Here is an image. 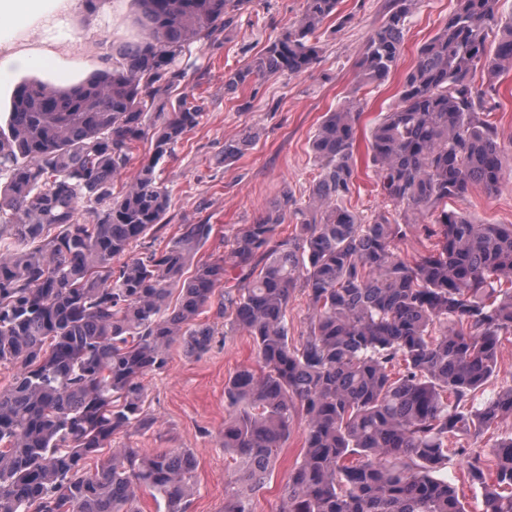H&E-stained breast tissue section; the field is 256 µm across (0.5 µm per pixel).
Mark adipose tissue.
Returning <instances> with one entry per match:
<instances>
[{
    "instance_id": "ef3b65f1",
    "label": "adipose tissue",
    "mask_w": 512,
    "mask_h": 512,
    "mask_svg": "<svg viewBox=\"0 0 512 512\" xmlns=\"http://www.w3.org/2000/svg\"><path fill=\"white\" fill-rule=\"evenodd\" d=\"M74 0H0V88L11 86L21 69L48 67L54 53L48 43L19 48V39L39 27L54 33L61 29V18Z\"/></svg>"
}]
</instances>
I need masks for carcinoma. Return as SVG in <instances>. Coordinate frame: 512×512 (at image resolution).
I'll return each mask as SVG.
<instances>
[{
    "label": "carcinoma",
    "instance_id": "1",
    "mask_svg": "<svg viewBox=\"0 0 512 512\" xmlns=\"http://www.w3.org/2000/svg\"><path fill=\"white\" fill-rule=\"evenodd\" d=\"M138 32L112 43V71L57 88L24 81L0 125V512H139L137 489L164 512H189L196 459L112 444L150 429L144 376L180 346L207 353L219 335L251 339L260 367L224 384V452L236 468L224 512H255L292 424L305 419L301 460L280 512H467L441 476L466 460L484 512H512V431L485 456L469 440L512 417V385L482 406L512 335V224H476L448 209L477 186L492 196L506 148L488 117L499 88L474 73L512 71V13L502 0H457L418 51L396 106L372 128L367 153L393 209L370 218L345 200L355 181L361 112H329L311 142L318 176L300 203L286 194L237 229L224 254L198 252L212 224H180L164 246L133 245L166 225L171 194L156 168L202 117L167 100L195 43L211 40L248 0H134ZM358 63L363 85L397 66L416 0H389ZM340 0H304L300 19L226 85L301 74L319 57L316 33ZM493 41H488L489 36ZM152 155L113 193L135 145ZM251 133L224 144L235 162ZM294 217V232L280 225ZM435 240L396 255L407 229ZM224 294L213 302L217 287ZM306 295L305 331L288 304ZM110 449L91 472L86 460Z\"/></svg>",
    "mask_w": 512,
    "mask_h": 512
}]
</instances>
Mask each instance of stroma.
<instances>
[{"label":"stroma","instance_id":"stroma-1","mask_svg":"<svg viewBox=\"0 0 512 512\" xmlns=\"http://www.w3.org/2000/svg\"><path fill=\"white\" fill-rule=\"evenodd\" d=\"M388 0H342L350 21L343 28L327 22L318 32L320 58L313 69L295 75L278 73L232 92L224 85L228 70L249 63L299 19L303 0H249L234 23L215 40L202 41L190 59L185 95L201 99L199 124L158 166L161 181L172 192L168 223L157 233L168 239L181 224L208 223L214 235L206 252L230 250L241 224H249L284 192L306 198L317 175L309 143L325 113L356 104L361 128L369 130L396 103L404 76L417 51L455 9L456 0H418L404 31L402 56L395 71L378 87L356 80V64L365 44L381 24ZM132 0H104L93 14L75 5L67 20L72 43L56 46L69 71L83 77L112 68V44L133 33ZM256 139L232 165H224L225 143L246 132ZM357 177L348 202L365 217L385 210L367 166V144L355 153ZM451 210L481 224H512V163L499 192L487 196L474 187L449 200ZM248 336L216 337L210 351L196 356L173 348L165 371L146 376L149 410L155 425L146 431L118 435V442L146 453L188 450L197 459V491L191 512H223L224 484L234 462L220 444L224 429V383L234 372L257 368ZM306 424L295 420L256 512H278L288 472L299 460Z\"/></svg>","mask_w":512,"mask_h":512}]
</instances>
